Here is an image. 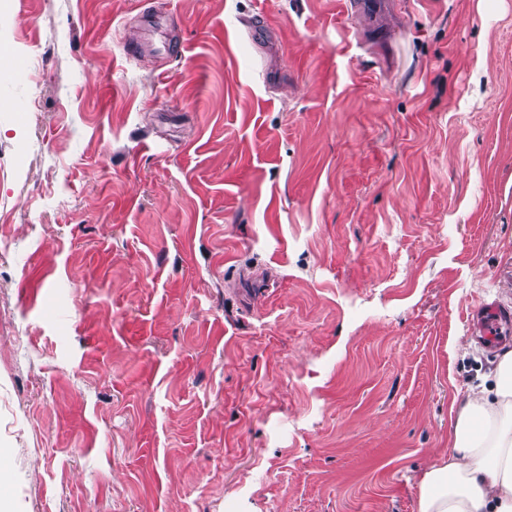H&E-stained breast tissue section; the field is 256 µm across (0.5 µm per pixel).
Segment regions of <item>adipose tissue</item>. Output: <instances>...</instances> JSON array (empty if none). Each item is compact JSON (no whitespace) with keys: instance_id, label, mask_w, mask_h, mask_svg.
<instances>
[{"instance_id":"ef3b65f1","label":"adipose tissue","mask_w":512,"mask_h":512,"mask_svg":"<svg viewBox=\"0 0 512 512\" xmlns=\"http://www.w3.org/2000/svg\"><path fill=\"white\" fill-rule=\"evenodd\" d=\"M458 400L450 442L418 476L416 512H512V349Z\"/></svg>"}]
</instances>
